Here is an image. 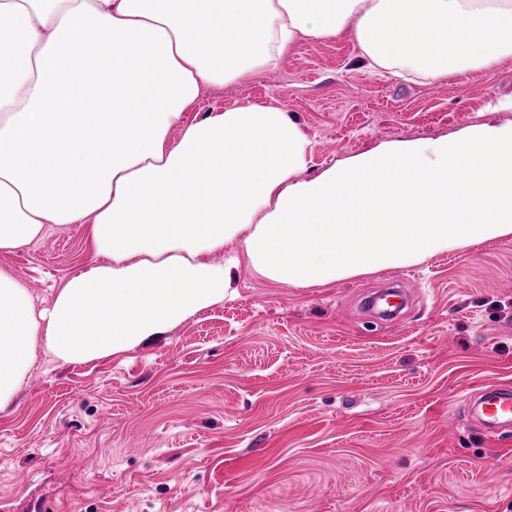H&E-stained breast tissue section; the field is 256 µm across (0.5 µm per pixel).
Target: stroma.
<instances>
[{"instance_id": "35a3bbf8", "label": "stroma", "mask_w": 512, "mask_h": 512, "mask_svg": "<svg viewBox=\"0 0 512 512\" xmlns=\"http://www.w3.org/2000/svg\"><path fill=\"white\" fill-rule=\"evenodd\" d=\"M512 57L421 83L370 71L354 42L303 39L276 68L204 87L187 120L282 107L312 142L303 179L403 142L512 125ZM86 227L7 252L45 303L91 262ZM399 283L407 315L369 292ZM512 387V234L295 288L232 272L223 303L86 364L36 354L0 409V512H512V428L463 396Z\"/></svg>"}]
</instances>
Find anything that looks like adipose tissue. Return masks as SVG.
I'll list each match as a JSON object with an SVG mask.
<instances>
[{
  "instance_id": "1",
  "label": "adipose tissue",
  "mask_w": 512,
  "mask_h": 512,
  "mask_svg": "<svg viewBox=\"0 0 512 512\" xmlns=\"http://www.w3.org/2000/svg\"><path fill=\"white\" fill-rule=\"evenodd\" d=\"M341 36L376 72L441 81L512 56V0H0V251L83 224L95 254L43 307L0 269V408L36 349L91 362L222 303L234 239L311 287L512 234V126L303 180L282 108L185 123L205 86Z\"/></svg>"
}]
</instances>
